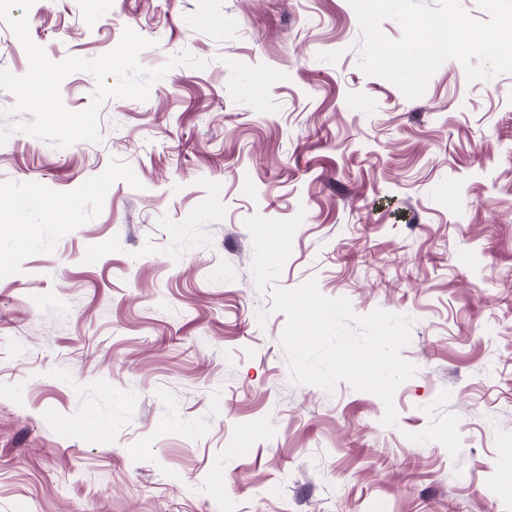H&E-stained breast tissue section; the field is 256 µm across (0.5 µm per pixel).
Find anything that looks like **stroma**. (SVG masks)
<instances>
[{
  "mask_svg": "<svg viewBox=\"0 0 512 512\" xmlns=\"http://www.w3.org/2000/svg\"><path fill=\"white\" fill-rule=\"evenodd\" d=\"M12 15L56 62L129 27L146 68L207 65L108 98L99 142L0 146V512H512V74L450 60L406 99L360 70L348 0ZM256 213L303 218L279 286L412 319L396 425L291 381Z\"/></svg>",
  "mask_w": 512,
  "mask_h": 512,
  "instance_id": "stroma-1",
  "label": "stroma"
}]
</instances>
